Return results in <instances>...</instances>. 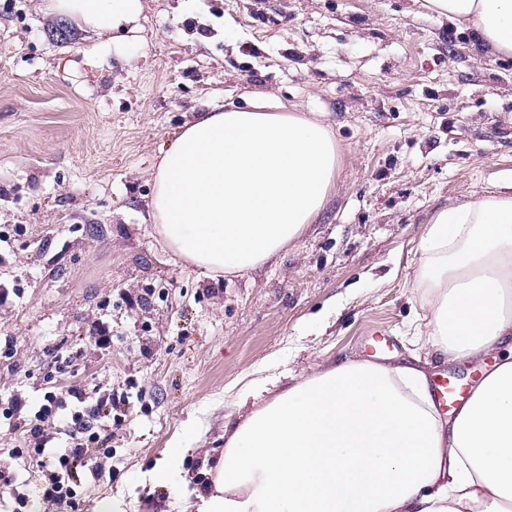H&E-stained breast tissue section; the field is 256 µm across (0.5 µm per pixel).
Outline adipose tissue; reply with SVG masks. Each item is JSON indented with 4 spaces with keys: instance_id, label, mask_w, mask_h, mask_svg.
Listing matches in <instances>:
<instances>
[{
    "instance_id": "adipose-tissue-1",
    "label": "adipose tissue",
    "mask_w": 512,
    "mask_h": 512,
    "mask_svg": "<svg viewBox=\"0 0 512 512\" xmlns=\"http://www.w3.org/2000/svg\"><path fill=\"white\" fill-rule=\"evenodd\" d=\"M512 55V0H427ZM51 10L106 34L140 0H52ZM336 143L319 122L265 101L186 122L152 173L154 227L203 274L274 259L321 211ZM424 343L450 362L497 354L453 419L424 369L347 361L325 367L224 432L196 512H512V194L442 209L427 230Z\"/></svg>"
}]
</instances>
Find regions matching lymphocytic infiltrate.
<instances>
[{"label": "lymphocytic infiltrate", "instance_id": "f902f5d3", "mask_svg": "<svg viewBox=\"0 0 512 512\" xmlns=\"http://www.w3.org/2000/svg\"><path fill=\"white\" fill-rule=\"evenodd\" d=\"M114 401L74 386L61 393H45L34 418H22L23 405L10 401L0 415L14 423L15 429L36 439L35 455L47 459L51 471L46 478L47 496L71 500L74 470L95 463L108 453L112 427L105 424Z\"/></svg>", "mask_w": 512, "mask_h": 512}]
</instances>
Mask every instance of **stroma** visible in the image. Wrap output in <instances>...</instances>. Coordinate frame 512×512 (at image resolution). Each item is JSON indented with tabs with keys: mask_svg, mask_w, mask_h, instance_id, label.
<instances>
[{
	"mask_svg": "<svg viewBox=\"0 0 512 512\" xmlns=\"http://www.w3.org/2000/svg\"><path fill=\"white\" fill-rule=\"evenodd\" d=\"M106 35L53 41L49 0H0V400L113 390L112 455L78 474V509L45 498L39 458L0 424V512H182L211 483L224 425L257 378L300 381L384 355L471 386L419 337L429 317L423 240L446 207L512 185V56L480 47L426 0H141ZM264 97L329 127L324 206L270 262L215 277L175 254L150 218L149 173L199 112ZM112 325V347L89 338ZM83 356L63 372L52 357ZM183 450L182 483L146 474Z\"/></svg>",
	"mask_w": 512,
	"mask_h": 512,
	"instance_id": "35a3bbf8",
	"label": "stroma"
}]
</instances>
